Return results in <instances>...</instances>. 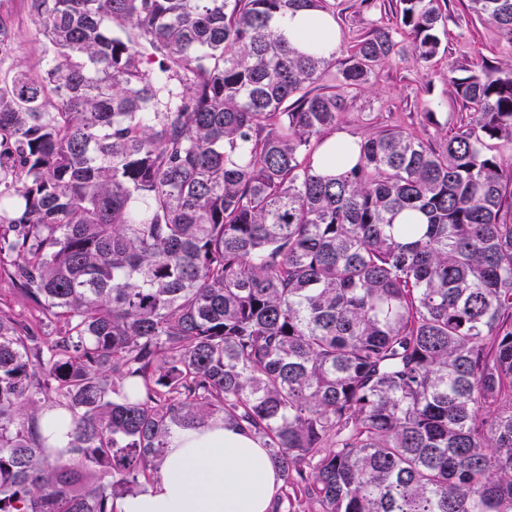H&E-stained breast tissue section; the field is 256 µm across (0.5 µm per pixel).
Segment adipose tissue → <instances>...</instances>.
I'll use <instances>...</instances> for the list:
<instances>
[{"label":"adipose tissue","mask_w":512,"mask_h":512,"mask_svg":"<svg viewBox=\"0 0 512 512\" xmlns=\"http://www.w3.org/2000/svg\"><path fill=\"white\" fill-rule=\"evenodd\" d=\"M299 50L329 55L340 44L332 17L308 11L275 21ZM283 480L260 440L221 424L176 433L161 469L118 512H271Z\"/></svg>","instance_id":"adipose-tissue-1"}]
</instances>
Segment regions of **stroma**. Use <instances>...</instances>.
<instances>
[{"mask_svg":"<svg viewBox=\"0 0 512 512\" xmlns=\"http://www.w3.org/2000/svg\"><path fill=\"white\" fill-rule=\"evenodd\" d=\"M398 0H377L369 9L360 0H336V21L344 42L370 33L377 25L395 19ZM447 28L440 60L421 62L407 35H399L397 53L372 77L368 88L351 100L341 116L338 131L363 139L381 130L401 127L419 138L433 139L440 129H453L468 108L448 83V64L472 68L486 63L512 66L508 50L495 27L476 18L466 0H447ZM0 20L6 21L13 39L11 55L0 67H29L38 63L43 37L31 21L28 0H0Z\"/></svg>","mask_w":512,"mask_h":512,"instance_id":"35a3bbf8","label":"stroma"}]
</instances>
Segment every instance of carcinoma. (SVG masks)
Segmentation results:
<instances>
[{
  "label": "carcinoma",
  "instance_id": "1",
  "mask_svg": "<svg viewBox=\"0 0 512 512\" xmlns=\"http://www.w3.org/2000/svg\"><path fill=\"white\" fill-rule=\"evenodd\" d=\"M0 73V512H115L174 435L257 437L321 512H512V67L448 83L451 134L390 128L315 166L406 32L329 56L274 18L336 0H28ZM512 47V0H468ZM69 419L64 451L40 423ZM0 19L7 22L13 39V51L2 61V69L37 64L43 37L30 19L28 0H0ZM9 261L10 259H5L2 262V267H6L10 263ZM2 267L0 264V310L12 313L20 319L33 320L36 314L30 310L15 292V287L4 275Z\"/></svg>",
  "mask_w": 512,
  "mask_h": 512
}]
</instances>
